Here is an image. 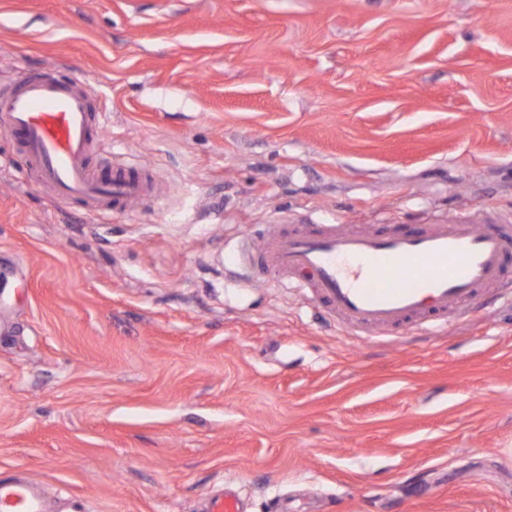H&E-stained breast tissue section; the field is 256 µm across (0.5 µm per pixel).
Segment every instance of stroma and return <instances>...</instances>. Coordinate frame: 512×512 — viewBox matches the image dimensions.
Segmentation results:
<instances>
[{
	"mask_svg": "<svg viewBox=\"0 0 512 512\" xmlns=\"http://www.w3.org/2000/svg\"><path fill=\"white\" fill-rule=\"evenodd\" d=\"M84 72L101 215L0 129V476L55 512H512V303L352 334L269 224L512 221V0H0V88ZM203 512H246L243 509L242 499L231 491L224 493H216L206 501L205 510Z\"/></svg>",
	"mask_w": 512,
	"mask_h": 512,
	"instance_id": "1",
	"label": "stroma"
}]
</instances>
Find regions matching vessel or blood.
Returning <instances> with one entry per match:
<instances>
[{
	"label": "vessel or blood",
	"mask_w": 512,
	"mask_h": 512,
	"mask_svg": "<svg viewBox=\"0 0 512 512\" xmlns=\"http://www.w3.org/2000/svg\"><path fill=\"white\" fill-rule=\"evenodd\" d=\"M79 74L30 75L0 91V121L27 158L33 181L89 213L120 211L147 191L139 171L93 161L101 123ZM243 258L276 281L300 280L326 311L367 335L434 330L478 313L512 260V224L480 216L407 230L344 229L333 224L268 226L248 239ZM0 512H47L38 485L0 479ZM204 512H244L234 492L216 493Z\"/></svg>",
	"instance_id": "1"
}]
</instances>
